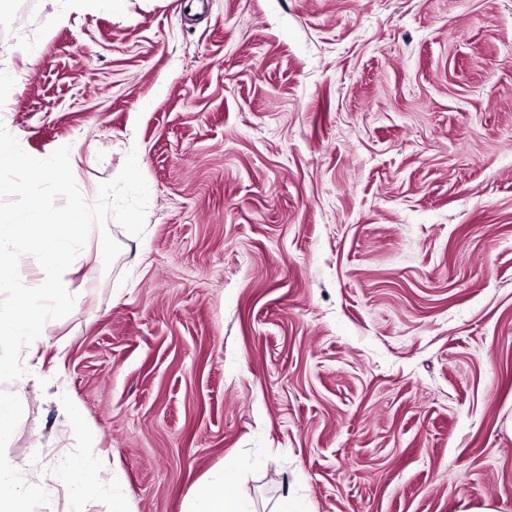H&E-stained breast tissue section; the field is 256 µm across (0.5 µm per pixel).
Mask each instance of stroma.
Listing matches in <instances>:
<instances>
[{
  "label": "stroma",
  "instance_id": "35a3bbf8",
  "mask_svg": "<svg viewBox=\"0 0 512 512\" xmlns=\"http://www.w3.org/2000/svg\"><path fill=\"white\" fill-rule=\"evenodd\" d=\"M57 7L0 12V124L69 146L90 203L136 151L149 203L111 267L91 231L81 303L0 383L35 512H109L59 480L83 456L131 512L228 456L255 512H512V0Z\"/></svg>",
  "mask_w": 512,
  "mask_h": 512
}]
</instances>
